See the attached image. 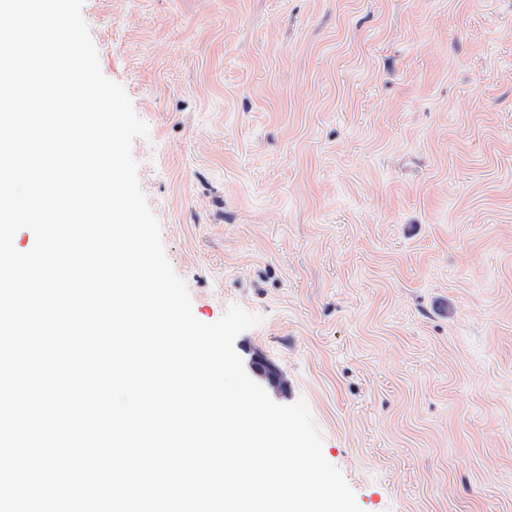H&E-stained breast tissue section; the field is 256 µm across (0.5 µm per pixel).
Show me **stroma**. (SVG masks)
I'll return each mask as SVG.
<instances>
[{
  "label": "stroma",
  "mask_w": 512,
  "mask_h": 512,
  "mask_svg": "<svg viewBox=\"0 0 512 512\" xmlns=\"http://www.w3.org/2000/svg\"><path fill=\"white\" fill-rule=\"evenodd\" d=\"M195 317L363 512H512V0H84Z\"/></svg>",
  "instance_id": "1"
}]
</instances>
